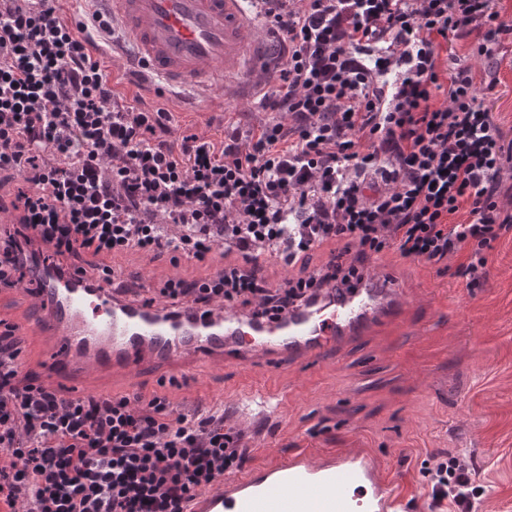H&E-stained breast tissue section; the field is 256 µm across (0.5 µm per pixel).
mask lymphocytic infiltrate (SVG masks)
Wrapping results in <instances>:
<instances>
[{
  "label": "lymphocytic infiltrate",
  "mask_w": 512,
  "mask_h": 512,
  "mask_svg": "<svg viewBox=\"0 0 512 512\" xmlns=\"http://www.w3.org/2000/svg\"><path fill=\"white\" fill-rule=\"evenodd\" d=\"M278 37L270 117L255 133L176 136L171 112L114 92L98 14L0 0V176L21 230L0 237V287L72 270L94 280L134 252L173 276L171 306L221 304L276 320L361 284L387 256L487 280L512 236V138L488 105L512 17L500 0H257ZM467 41L483 74L448 47ZM98 257L84 267L83 255ZM288 269L264 273L267 257ZM21 340L0 320V512H187L242 471L251 434L223 406L175 412L166 395L74 398L20 382ZM425 474L433 506L473 512L451 448Z\"/></svg>",
  "instance_id": "1"
}]
</instances>
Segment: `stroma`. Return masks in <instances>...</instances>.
Returning a JSON list of instances; mask_svg holds the SVG:
<instances>
[{
  "mask_svg": "<svg viewBox=\"0 0 512 512\" xmlns=\"http://www.w3.org/2000/svg\"><path fill=\"white\" fill-rule=\"evenodd\" d=\"M267 118L248 99L176 114L181 130L214 137L223 123L256 127ZM113 264L152 287L175 274L205 273L134 253ZM383 264L414 304L407 324L337 343L312 365L281 362L287 396L278 416L242 415L238 392L251 369L233 362L178 386L145 376L139 393L162 392L181 411L223 405L254 430L257 463L298 448L367 449L398 502L414 512H427L424 471L433 455L459 448L476 472L480 512H512V240L489 253L488 279L477 288L419 261L387 257Z\"/></svg>",
  "mask_w": 512,
  "mask_h": 512,
  "instance_id": "stroma-1",
  "label": "stroma"
}]
</instances>
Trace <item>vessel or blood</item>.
I'll use <instances>...</instances> for the list:
<instances>
[{"label":"vessel or blood","mask_w":512,"mask_h":512,"mask_svg":"<svg viewBox=\"0 0 512 512\" xmlns=\"http://www.w3.org/2000/svg\"><path fill=\"white\" fill-rule=\"evenodd\" d=\"M90 12L110 15L135 56L164 93L190 99L245 96L270 75L267 34L249 16L245 0H86ZM373 280L384 291L359 285L344 298L325 297L289 310L275 321L253 322L248 311L220 305L186 307L170 315L163 305L116 295L106 278L66 273L45 277L32 293L30 312L15 323L18 335L40 337L45 386L81 376H106L107 387L133 393L142 371L166 364L182 373L183 358L207 368L228 361L252 364L256 379L239 398L274 415L284 390L279 360L318 361L335 341L362 336L382 323H405L404 302L388 273ZM397 505L365 449L325 455L299 449L251 467L199 492L188 512H394Z\"/></svg>","instance_id":"vessel-or-blood-1"}]
</instances>
